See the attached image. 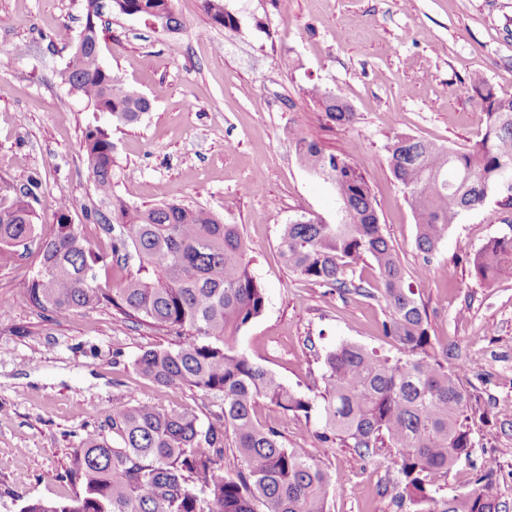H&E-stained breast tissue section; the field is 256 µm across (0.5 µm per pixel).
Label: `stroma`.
I'll return each mask as SVG.
<instances>
[{"instance_id":"35a3bbf8","label":"stroma","mask_w":512,"mask_h":512,"mask_svg":"<svg viewBox=\"0 0 512 512\" xmlns=\"http://www.w3.org/2000/svg\"><path fill=\"white\" fill-rule=\"evenodd\" d=\"M238 32L213 26L202 0H174L182 30H155L135 16L109 19L101 56L151 103L133 123L84 109L61 83L71 50L58 34L78 32L82 0H0V198L38 177L41 234L55 227V201L73 203L93 248L108 249L99 206L83 162L87 126L112 129L114 192L134 206H201L238 225L250 269L266 290L263 314L236 347L289 388L314 394L324 358L352 341L393 353L381 334L382 298L342 295L288 272L280 252L284 224L298 214L335 223L329 183L302 169L294 134L326 152L365 161L384 233L429 317L434 344L467 364L472 455L439 478L443 493L479 489L486 458L498 470L492 491L512 512V274L475 277L471 258L495 237L512 236V208L496 197L451 225L436 252L440 271L418 277L414 213L388 165L398 133L457 149L485 129L474 79L512 93V0H225ZM179 43L172 52L171 43ZM26 54H14L15 46ZM319 87L358 113L355 126L329 122L308 90ZM27 254L0 266V512L26 500L74 496L65 480L73 448L95 429L121 439L107 417L139 401L191 409L208 421L217 406L197 389L161 387L135 360L164 337L124 324L103 308L66 318L38 316L24 299L36 269ZM261 424L282 430L291 450L328 474L329 512H404L400 476L389 449L363 458L323 442L317 419L284 418L260 403Z\"/></svg>"}]
</instances>
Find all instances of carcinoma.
I'll return each mask as SVG.
<instances>
[{"mask_svg":"<svg viewBox=\"0 0 512 512\" xmlns=\"http://www.w3.org/2000/svg\"><path fill=\"white\" fill-rule=\"evenodd\" d=\"M100 2L83 0V26L70 39L72 56L59 76L89 111L132 123L151 104L118 72L101 68L104 17L112 11L146 19L163 14L176 31L182 21L173 0H112L110 11ZM203 7L213 25L238 30L224 0H203ZM471 89L481 101L485 132L470 148L410 134H397L386 145L391 174L415 215L425 272L436 266L438 245L464 213L497 191L501 205L512 208V94L498 93L483 81ZM309 94L330 121L346 127L357 123V113L344 99L317 87ZM113 149L107 128L86 129L84 161L97 195L108 205V212L89 211L86 217L110 225L111 253L93 249L71 222L66 197L57 202L53 234L40 235V182L32 177L9 203L0 204V265L35 248L37 271L25 291L32 307L53 317L106 307L124 323L148 326L170 347L144 351L135 360L137 371L161 386L199 389L220 402L221 412L203 427L191 410L165 411L149 402L114 408L108 420L121 432L122 445L87 432L67 468L80 491L64 500H29L21 512H329L327 473L290 450L282 432L258 423L255 408L261 401L286 415L316 417L324 440H337L363 457L392 449L401 500L409 502L411 512H501L488 485L451 496L435 487L434 478L471 457L470 396L455 355L432 343L426 311L383 233L362 160L296 138L297 161L333 186L341 215L334 224L295 216L283 227L281 256L291 274L369 298L374 292L347 278V272L370 260L389 309L382 335L396 353L338 344L325 356L321 388L309 397L236 348L237 336L262 315L266 303L238 225L202 207L129 205L113 190ZM116 265L126 275L111 286L102 284ZM472 266L483 280L512 271V237L488 241ZM229 446L245 464L234 477L224 474Z\"/></svg>","mask_w":512,"mask_h":512,"instance_id":"1","label":"carcinoma"}]
</instances>
